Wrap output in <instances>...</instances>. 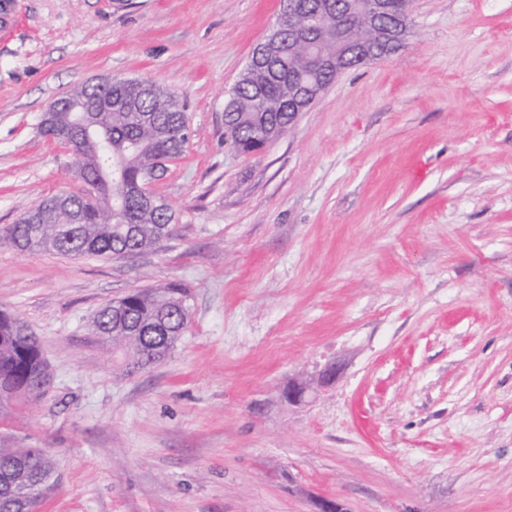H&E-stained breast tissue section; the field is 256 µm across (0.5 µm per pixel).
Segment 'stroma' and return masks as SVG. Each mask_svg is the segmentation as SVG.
<instances>
[{
  "mask_svg": "<svg viewBox=\"0 0 512 512\" xmlns=\"http://www.w3.org/2000/svg\"><path fill=\"white\" fill-rule=\"evenodd\" d=\"M280 8L23 0L0 42V303L51 375L0 445L55 463L39 512H512V0H414L399 51L239 154L224 99ZM106 75L184 101L188 148L152 186L172 234L118 260L22 253L9 225L90 191L40 117ZM169 283L190 325L128 371L92 319ZM331 361L314 400H282Z\"/></svg>",
  "mask_w": 512,
  "mask_h": 512,
  "instance_id": "obj_1",
  "label": "stroma"
}]
</instances>
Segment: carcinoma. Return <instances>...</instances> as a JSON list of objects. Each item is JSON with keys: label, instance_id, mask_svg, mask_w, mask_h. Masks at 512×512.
Listing matches in <instances>:
<instances>
[{"label": "carcinoma", "instance_id": "obj_1", "mask_svg": "<svg viewBox=\"0 0 512 512\" xmlns=\"http://www.w3.org/2000/svg\"><path fill=\"white\" fill-rule=\"evenodd\" d=\"M327 1L330 15L352 17V39L370 41L374 20L368 0H304L307 13L294 22L292 37L277 62L253 66L224 100V134L240 153H252L280 138L293 122L288 111L293 78L306 70L303 31L307 16ZM101 92L95 85L73 88L67 96L91 102ZM57 141L70 146L77 164L103 191L95 202L53 195L25 212L8 230L10 243L30 255L118 257L132 249H153L172 232L171 206L143 202L140 186L160 179L189 143V129L178 93L155 82L134 78L112 82V111L63 112L54 117ZM189 290L177 284L129 293L119 305L108 304L92 320L101 343L125 353L134 368L162 360L190 321ZM11 309L0 305V414L3 402L38 396L50 374L38 342ZM58 482V470L42 448L0 447V512H36Z\"/></svg>", "mask_w": 512, "mask_h": 512}]
</instances>
